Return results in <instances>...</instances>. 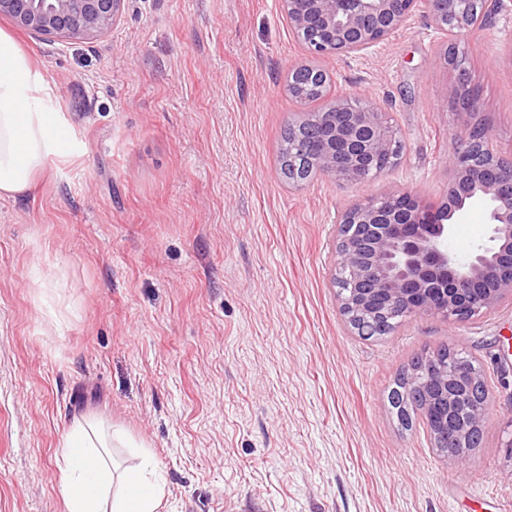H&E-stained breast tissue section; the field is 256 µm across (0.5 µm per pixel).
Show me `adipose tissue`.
Segmentation results:
<instances>
[{"label": "adipose tissue", "instance_id": "obj_1", "mask_svg": "<svg viewBox=\"0 0 512 512\" xmlns=\"http://www.w3.org/2000/svg\"><path fill=\"white\" fill-rule=\"evenodd\" d=\"M70 127L50 88L14 39L0 31V196L27 193L64 153ZM60 485L66 512H158L165 485L149 452L131 468L116 465L93 431L75 425L62 441Z\"/></svg>", "mask_w": 512, "mask_h": 512}]
</instances>
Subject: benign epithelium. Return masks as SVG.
<instances>
[{
  "instance_id": "obj_1",
  "label": "benign epithelium",
  "mask_w": 512,
  "mask_h": 512,
  "mask_svg": "<svg viewBox=\"0 0 512 512\" xmlns=\"http://www.w3.org/2000/svg\"><path fill=\"white\" fill-rule=\"evenodd\" d=\"M123 0H0V15L31 33L89 39L112 28ZM294 37L314 58L358 54L388 40L421 10L446 43L445 61L461 66L458 42L488 29L504 0H280ZM302 65L288 77L300 103ZM463 140L448 168L443 198L429 204L403 190L368 196L339 215L333 285L344 321L356 336L428 315L465 324L512 302V153L493 148L492 128L478 121L479 97L464 77L447 93ZM316 174L347 185L377 179L399 160L403 144L388 113L358 95L336 94L322 112L288 124ZM489 211L487 242L465 260L448 252L452 220L466 202ZM436 372L422 389L426 423L445 455L470 460L469 438L484 434L490 391L472 357L448 349L431 355Z\"/></svg>"
}]
</instances>
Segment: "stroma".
<instances>
[{"label":"stroma","mask_w":512,"mask_h":512,"mask_svg":"<svg viewBox=\"0 0 512 512\" xmlns=\"http://www.w3.org/2000/svg\"><path fill=\"white\" fill-rule=\"evenodd\" d=\"M42 71L76 148L20 197L0 196V512H64L60 447L78 423L150 452L159 512H512V302L465 325L418 316L351 335L332 285L336 220L370 195L436 202L457 132L444 93L466 70L494 146L512 149V0L459 44L461 69L414 15L362 56L322 60L330 86L388 112L403 153L363 186H293L278 151L310 57L280 0H125L98 39L0 16ZM483 204L453 224L466 259ZM492 394L473 459L402 425L387 394L441 346ZM314 72L315 74H324L322 70L316 69L311 65H302L293 69L288 77V92L291 96L296 98L300 104H306L307 102H310L305 97L304 85L306 83L307 74H312Z\"/></svg>","instance_id":"obj_1"}]
</instances>
